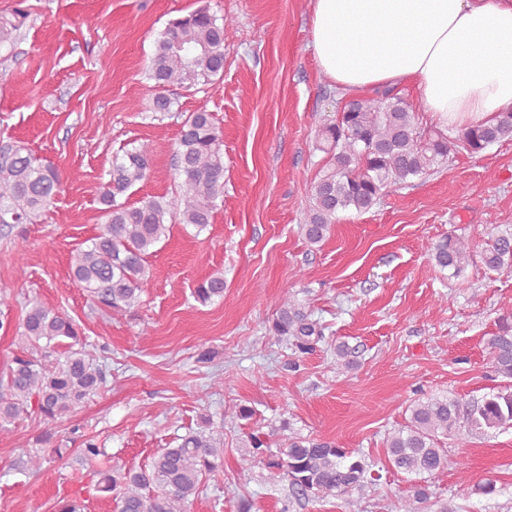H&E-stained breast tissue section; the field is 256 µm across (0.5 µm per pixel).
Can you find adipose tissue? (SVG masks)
Masks as SVG:
<instances>
[{"label":"adipose tissue","instance_id":"obj_1","mask_svg":"<svg viewBox=\"0 0 512 512\" xmlns=\"http://www.w3.org/2000/svg\"><path fill=\"white\" fill-rule=\"evenodd\" d=\"M310 34L340 89L414 83L451 129L512 109V0H313Z\"/></svg>","mask_w":512,"mask_h":512}]
</instances>
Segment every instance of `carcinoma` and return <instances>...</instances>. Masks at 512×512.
Segmentation results:
<instances>
[{
    "mask_svg": "<svg viewBox=\"0 0 512 512\" xmlns=\"http://www.w3.org/2000/svg\"><path fill=\"white\" fill-rule=\"evenodd\" d=\"M17 23L0 27V42L10 39L23 25L27 12L18 7ZM233 19L218 18L207 3L168 22L155 42L147 65L156 93L153 109L171 111V88L206 85L224 75V30ZM322 150L330 154L326 170L311 187V205L299 229L310 245L322 243L342 211L363 213L381 199L403 189L408 180L441 167L452 151L476 155L492 144L512 140V111L458 130H428L415 120L413 107L390 89L375 90V97L360 100L336 120L319 127ZM152 147L141 143L112 159L110 180L100 195L105 219L89 244L70 260L72 281L88 295L93 306L123 315L139 303L148 284L147 258L170 231L168 221L190 224L197 231L213 222L217 200L224 196L223 134L214 114L201 108L180 124L174 155L176 196H149L136 205L120 201L132 187L151 174ZM64 189L58 169L44 165L23 144L0 148V224H28L47 209ZM473 240L450 234L430 247V262L460 277L471 260ZM482 262L490 270L512 269V230L499 232L486 242ZM202 304L224 297V275L214 273L194 289ZM284 336L294 353L313 352L324 340L322 326L305 306L283 294L269 326ZM21 335L33 351L16 356L0 387V421L11 422L34 404L44 424L45 440L54 436V424L100 391L105 372L96 351L89 348L75 320L37 300L29 302ZM69 340L56 354L59 339ZM45 345H40V341ZM487 349L494 372L512 379V313L499 319L488 338ZM407 423L389 435V465L413 482V493L396 501L395 512H424L430 499L425 479L447 464L442 441L461 429L486 433L512 427V389L489 393L465 405L456 399L433 396L408 407ZM267 435L250 433L242 441L241 468L258 464L269 479L286 480L293 493L303 497L338 498L356 512L351 498L371 474L365 455L331 442L290 437L279 454L268 453ZM62 456L59 448H46L25 463L37 472L43 462ZM224 457V441L209 429L190 431L174 448L159 449L151 461L135 470L110 468L102 472L101 491L113 494L118 512H189L193 501Z\"/></svg>",
    "mask_w": 512,
    "mask_h": 512,
    "instance_id": "1",
    "label": "carcinoma"
}]
</instances>
